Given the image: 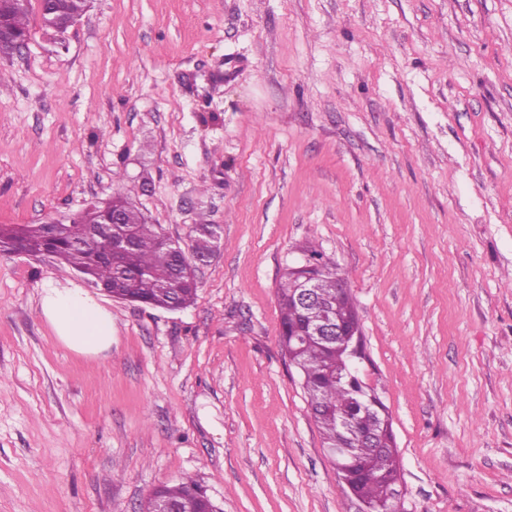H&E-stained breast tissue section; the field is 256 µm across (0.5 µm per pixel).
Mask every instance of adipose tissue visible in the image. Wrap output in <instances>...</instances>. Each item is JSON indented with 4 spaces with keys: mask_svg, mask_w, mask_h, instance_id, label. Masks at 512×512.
<instances>
[{
    "mask_svg": "<svg viewBox=\"0 0 512 512\" xmlns=\"http://www.w3.org/2000/svg\"><path fill=\"white\" fill-rule=\"evenodd\" d=\"M41 311L57 339L82 354H96L112 345V314L89 294L68 286L45 290Z\"/></svg>",
    "mask_w": 512,
    "mask_h": 512,
    "instance_id": "ef3b65f1",
    "label": "adipose tissue"
}]
</instances>
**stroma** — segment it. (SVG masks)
I'll return each mask as SVG.
<instances>
[{
  "label": "stroma",
  "instance_id": "stroma-1",
  "mask_svg": "<svg viewBox=\"0 0 512 512\" xmlns=\"http://www.w3.org/2000/svg\"><path fill=\"white\" fill-rule=\"evenodd\" d=\"M120 194L189 245L193 303L96 291L109 350L40 300L87 288L0 253V512H143L194 480L223 512H359L275 296L315 244L355 299L404 512H512V0H90L0 58V227ZM41 311L57 339L76 352L97 354L112 346V313L81 288H46Z\"/></svg>",
  "mask_w": 512,
  "mask_h": 512
}]
</instances>
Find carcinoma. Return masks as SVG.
I'll use <instances>...</instances> for the list:
<instances>
[{
    "instance_id": "obj_1",
    "label": "carcinoma",
    "mask_w": 512,
    "mask_h": 512,
    "mask_svg": "<svg viewBox=\"0 0 512 512\" xmlns=\"http://www.w3.org/2000/svg\"><path fill=\"white\" fill-rule=\"evenodd\" d=\"M31 2L0 0V28L7 32V39L27 42L28 16ZM43 18L65 17L69 20L84 14L81 0H47ZM116 211L127 219L125 224L112 226V233L119 237L132 229L133 240L127 249L111 262L103 257V244L91 235L96 224ZM219 225H194L195 238L191 252L177 247L165 252L161 247L162 231L157 224L148 223L142 213L126 198L114 196L101 205H93L62 225L57 234L48 236L45 224H23L18 227L0 228V252H10L15 241H20L31 254L44 249L81 273L89 282L105 285L112 296L129 302L155 308L178 309L191 303L196 295V277L188 274L196 253L212 248L218 237ZM304 257L329 272V278L319 289L323 301L333 303L342 298L343 307L359 321L356 304L349 290H339L336 282L344 281L334 258L312 247ZM277 305L280 315V345L284 355L294 365L303 381L308 406L314 408L313 418L320 431L323 444L330 449L336 446L338 422L350 415L351 409L367 401L369 391L360 389L345 378H336L346 361L344 352L326 347L314 340L296 345L290 341L288 330L301 322L303 313L297 307L288 274H283L277 287ZM401 475L398 450L389 447L352 449L351 466L344 474L354 496L364 502L379 504L385 501L390 481ZM156 499L165 500L177 512H213L215 505L196 483L188 479L178 484L162 485L153 492Z\"/></svg>"
}]
</instances>
